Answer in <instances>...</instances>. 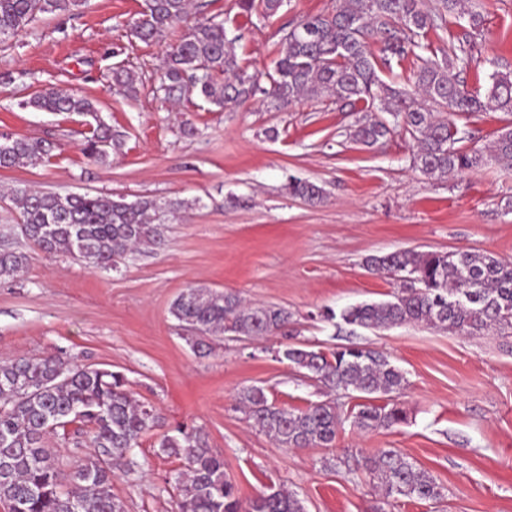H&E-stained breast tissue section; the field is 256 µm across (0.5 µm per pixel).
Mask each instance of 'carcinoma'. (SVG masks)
I'll return each mask as SVG.
<instances>
[{
	"label": "carcinoma",
	"instance_id": "obj_1",
	"mask_svg": "<svg viewBox=\"0 0 512 512\" xmlns=\"http://www.w3.org/2000/svg\"><path fill=\"white\" fill-rule=\"evenodd\" d=\"M239 8L263 24L288 0H237ZM85 0H0V43L15 36L40 14L81 10ZM190 0H144L133 32L140 40L161 42L173 27L189 17ZM467 18L455 41L441 49V59L423 57L422 39L430 30L448 28V17ZM480 11L464 0H340L332 12L305 15L291 23L281 42L280 56L269 86L262 74L240 64L237 43L225 21L205 18L187 27L166 47L162 88L168 99L195 93L224 109L259 101L269 111L288 110L301 98L342 106L365 104V117L349 130V139L372 148L398 128L413 139L412 167L428 177L473 172L493 163H512V121L497 131L490 145L459 146L466 132L450 119L455 114L489 108L512 116V72L495 70L485 93L468 89L462 74L474 61L472 40L480 32ZM413 59V70L396 88L379 75L392 61ZM112 83L128 97L138 93L132 70L112 69ZM25 107L38 112L97 115L87 98L47 90L32 96ZM121 145V134L101 119L87 141L88 158L104 162L109 150ZM51 143L28 138L0 142V168L35 165L49 158ZM288 194L309 204L324 200L316 183L291 175ZM20 209L22 237L47 254H70L92 269H110L142 246L159 251L166 246L164 224L193 203L171 199L163 203L89 193L61 196L20 189L14 194ZM15 248L0 250V279H10L27 263ZM368 269L394 274L403 288L391 301L362 303L324 318L348 326L389 329L417 325L478 336L512 334V261L478 251L419 253L397 250L367 259ZM170 313L197 333L196 348L209 336H271L288 327V311L248 307L233 294L189 287L171 304ZM280 360L306 371L323 386L364 395L384 394L388 402L357 404L349 412L361 431L388 429L406 421L395 395L406 385L404 373L370 349L354 344L331 355L284 343ZM241 402L253 424L284 448L330 447L342 422L336 405L314 403L288 409L269 401L263 389L244 390ZM72 424L86 433L92 451L64 469L57 452L47 447V435ZM158 424L152 406L136 400L125 377L107 368L73 363L62 356L21 359L0 364V502L9 512H126L112 493V462L124 460ZM159 448L184 460L174 512H302L290 492L270 488L247 505L224 473V458L208 447L202 432L179 425L160 436ZM377 475L384 498L436 500L442 487L425 470L393 449L364 460Z\"/></svg>",
	"mask_w": 512,
	"mask_h": 512
}]
</instances>
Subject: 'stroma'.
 <instances>
[{"label":"stroma","instance_id":"1","mask_svg":"<svg viewBox=\"0 0 512 512\" xmlns=\"http://www.w3.org/2000/svg\"><path fill=\"white\" fill-rule=\"evenodd\" d=\"M205 2L204 16L242 33L241 65L269 72L280 28L334 10L339 0H290L259 27L235 0ZM480 2L485 22L464 78L481 90L493 69L512 68V0ZM142 6L88 0L79 15H42L0 44V139L53 145L46 162L0 168V245L29 257L16 277L0 281V364L63 352L121 372L136 398L155 408L159 425L135 448L136 471L112 479L126 512H172L183 462L158 440L183 423L202 429L223 455L244 502L282 487L305 512H512V337L414 325L354 329L323 317L399 291L398 277L367 270L373 255L469 250L512 260V165L429 178L411 166L408 136L361 148L347 137L357 113L309 99L285 112L257 102L222 111L194 94L170 103L160 76L166 45L181 32L172 30L163 44L137 40L130 28ZM119 65L137 74V98L113 89ZM49 89L93 100L121 134L120 148L93 162L83 152L91 117L25 108ZM187 123L194 135H183ZM292 175L323 187L325 200L311 205L288 195ZM19 188L200 205L167 225L165 250L94 270L21 237L12 200ZM190 286L286 309L288 333L213 337L210 354L199 356L193 332L170 314ZM287 341L326 352L355 344L386 356L408 380L400 396L406 423L358 430L348 417L355 393L329 390L280 361L276 351ZM251 386L288 408L335 402L344 416L335 445L279 446L239 406ZM388 448L433 475L444 497L384 500L363 462Z\"/></svg>","mask_w":512,"mask_h":512}]
</instances>
